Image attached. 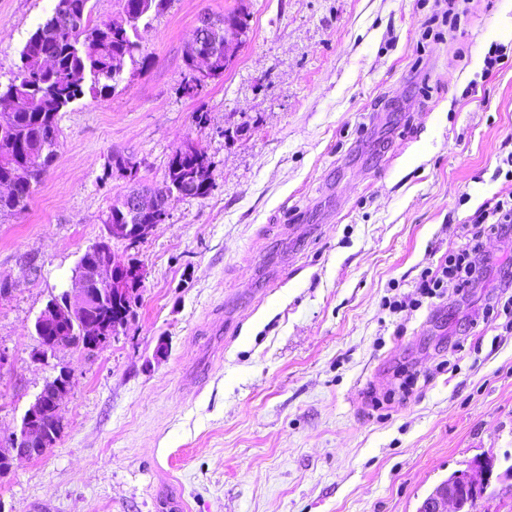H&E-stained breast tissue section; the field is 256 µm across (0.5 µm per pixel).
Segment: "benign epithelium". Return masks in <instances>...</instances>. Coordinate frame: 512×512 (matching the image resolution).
I'll return each instance as SVG.
<instances>
[{
  "label": "benign epithelium",
  "mask_w": 512,
  "mask_h": 512,
  "mask_svg": "<svg viewBox=\"0 0 512 512\" xmlns=\"http://www.w3.org/2000/svg\"><path fill=\"white\" fill-rule=\"evenodd\" d=\"M246 7L235 13L213 14L205 12L197 20L193 44L196 47V60L191 73L187 76L182 92L190 97L200 91V86L209 84L213 74L219 71V56L209 50L215 32L224 34V65L234 59L238 47L243 43L247 28L242 21ZM112 168L125 173L134 182V186L118 198L116 205L127 213L141 216L148 212L153 216L144 224H106L105 233L97 245L96 259L83 264L76 275L72 276L71 287L62 296L63 304L49 305L38 316L42 328L61 325L66 319L83 322L94 338L92 349L105 347L127 324V319H116L108 324L96 317V307L108 296H122L134 303L138 287L146 277L145 269L136 264L124 269L125 260L112 249V241L122 240L135 245L145 240L153 227L165 220V214L158 207L152 190L137 182V164L122 154L112 155ZM72 385L68 370L60 371L47 381L22 417L18 432L9 439L13 450L11 454L0 452V472L8 474L17 459H34L43 455L51 446L63 428V417L55 405L66 395ZM495 459L476 458L466 468L458 469L441 481L422 501L417 512H471V502L478 497H488L487 489L491 484Z\"/></svg>",
  "instance_id": "obj_1"
}]
</instances>
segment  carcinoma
I'll return each mask as SVG.
<instances>
[{"label": "carcinoma", "instance_id": "carcinoma-1", "mask_svg": "<svg viewBox=\"0 0 512 512\" xmlns=\"http://www.w3.org/2000/svg\"><path fill=\"white\" fill-rule=\"evenodd\" d=\"M64 10L52 15L26 41L20 52L17 73L0 98L16 94L26 105L7 113L14 135L11 151L0 145V180L15 181L14 193L0 197V217L27 211L36 187L42 182L56 156V143H45L47 131L59 133V113L87 94L105 96L114 89L113 69L137 49L138 27L127 29L121 21L92 23L90 0H65ZM211 165L206 154L171 157L158 194L168 203L174 188L191 186V196L205 197L214 183L197 177L198 170ZM121 209L109 208L105 224H140ZM48 336H69L77 346L90 349L80 324L56 327Z\"/></svg>", "mask_w": 512, "mask_h": 512}]
</instances>
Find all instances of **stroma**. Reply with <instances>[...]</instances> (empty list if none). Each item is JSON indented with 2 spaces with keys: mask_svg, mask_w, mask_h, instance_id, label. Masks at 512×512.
I'll list each match as a JSON object with an SVG mask.
<instances>
[{
  "mask_svg": "<svg viewBox=\"0 0 512 512\" xmlns=\"http://www.w3.org/2000/svg\"><path fill=\"white\" fill-rule=\"evenodd\" d=\"M245 2L223 77L181 92L202 12ZM56 0H0V84ZM165 0L137 64L60 114L28 210L0 219V448L47 380L73 378L58 441L0 478V512H416L451 472L494 457L488 512H512V239L482 238L480 284L418 290L512 193V0ZM194 145L205 197H175L143 242L126 328L102 349L34 360L37 317L104 232L113 198L161 185Z\"/></svg>",
  "mask_w": 512,
  "mask_h": 512,
  "instance_id": "35a3bbf8",
  "label": "stroma"
}]
</instances>
